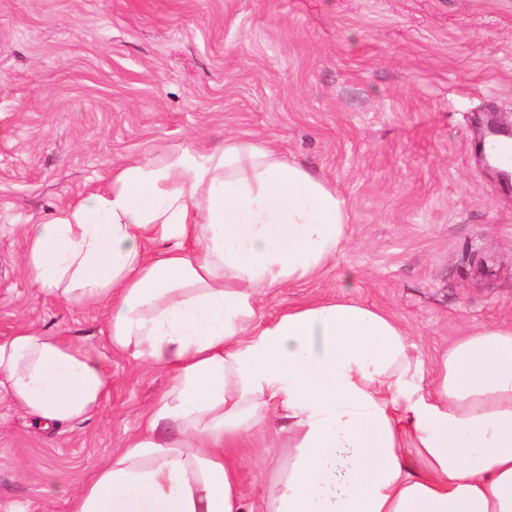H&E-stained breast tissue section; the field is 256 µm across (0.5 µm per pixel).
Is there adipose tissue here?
Here are the masks:
<instances>
[{"mask_svg":"<svg viewBox=\"0 0 512 512\" xmlns=\"http://www.w3.org/2000/svg\"><path fill=\"white\" fill-rule=\"evenodd\" d=\"M336 190L276 151L217 140L135 162L23 229L36 288L104 313L113 349L171 383L144 432L103 459L68 512H512V326L432 364L391 315L310 301L264 320V291L312 277L346 237ZM98 357L57 333L0 341V389L44 428L108 394ZM280 420L260 508L234 450Z\"/></svg>","mask_w":512,"mask_h":512,"instance_id":"obj_1","label":"adipose tissue"}]
</instances>
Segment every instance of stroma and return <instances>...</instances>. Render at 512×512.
<instances>
[{
    "label": "stroma",
    "instance_id": "stroma-1",
    "mask_svg": "<svg viewBox=\"0 0 512 512\" xmlns=\"http://www.w3.org/2000/svg\"><path fill=\"white\" fill-rule=\"evenodd\" d=\"M512 126V0H0V340L56 330L112 386L88 422L44 431L0 394V512H67L169 384L101 333L103 313L34 288L23 227L112 172L231 136L333 186L350 222L314 278L268 288L388 313L425 363L474 328L512 324V189L485 163ZM254 431L236 449L265 489Z\"/></svg>",
    "mask_w": 512,
    "mask_h": 512
}]
</instances>
